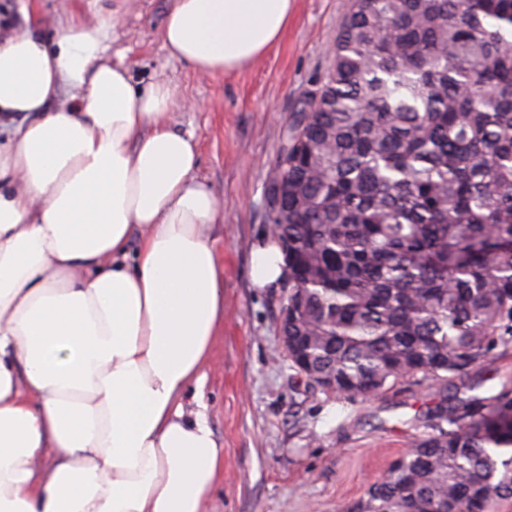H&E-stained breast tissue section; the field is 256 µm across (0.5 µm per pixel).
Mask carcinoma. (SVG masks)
<instances>
[{"mask_svg":"<svg viewBox=\"0 0 512 512\" xmlns=\"http://www.w3.org/2000/svg\"><path fill=\"white\" fill-rule=\"evenodd\" d=\"M264 191L288 361L367 399L512 350V0H355ZM347 512H498L512 387L456 398Z\"/></svg>","mask_w":512,"mask_h":512,"instance_id":"cac0c4a2","label":"carcinoma"}]
</instances>
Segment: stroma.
I'll return each mask as SVG.
<instances>
[{
	"instance_id": "1",
	"label": "stroma",
	"mask_w": 512,
	"mask_h": 512,
	"mask_svg": "<svg viewBox=\"0 0 512 512\" xmlns=\"http://www.w3.org/2000/svg\"><path fill=\"white\" fill-rule=\"evenodd\" d=\"M172 3L121 0L112 54L123 57L135 85L175 86L186 102L176 126L194 136L197 175L224 206L212 230L224 266V329L203 389L224 477L209 512H343L424 432L441 395L455 391L410 378L367 400L308 390L280 338L286 289L252 279L251 251L268 235L263 189L279 134L304 93L325 83L330 45L353 0H295L286 32L261 60L217 76L168 55L162 28ZM81 12V0H0V38L39 16Z\"/></svg>"
}]
</instances>
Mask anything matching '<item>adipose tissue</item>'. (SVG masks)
Returning <instances> with one entry per match:
<instances>
[{
	"instance_id": "ef3b65f1",
	"label": "adipose tissue",
	"mask_w": 512,
	"mask_h": 512,
	"mask_svg": "<svg viewBox=\"0 0 512 512\" xmlns=\"http://www.w3.org/2000/svg\"><path fill=\"white\" fill-rule=\"evenodd\" d=\"M294 0H174V60L220 75L281 37ZM116 11L83 0L52 45L0 40V512H205L224 471L201 389L224 322V216L176 129L174 89L109 60ZM278 288V245L253 254Z\"/></svg>"
}]
</instances>
